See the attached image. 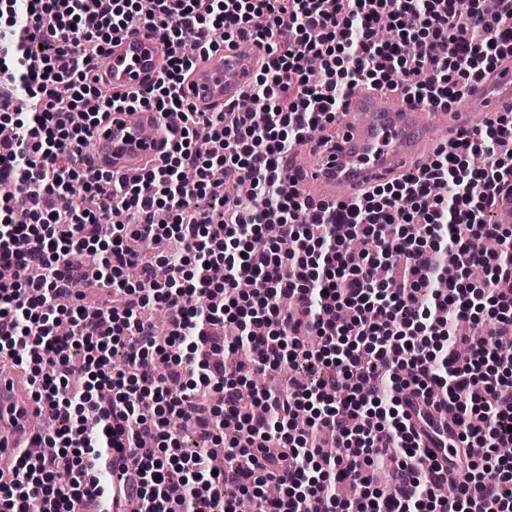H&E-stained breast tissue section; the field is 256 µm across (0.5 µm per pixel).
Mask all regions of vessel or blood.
Returning a JSON list of instances; mask_svg holds the SVG:
<instances>
[{
	"mask_svg": "<svg viewBox=\"0 0 512 512\" xmlns=\"http://www.w3.org/2000/svg\"><path fill=\"white\" fill-rule=\"evenodd\" d=\"M165 55L166 44L157 32L131 27L113 35L101 60V73L115 93L144 88L155 79ZM263 60L252 40L235 39L198 60L183 94L198 109L223 111L240 101ZM476 103L481 113L473 112ZM503 112H512V58L471 84L467 95L450 109L436 114L403 94L390 98L358 87L338 113L340 135L329 143L312 139L295 147L286 170L298 191L315 201H354L369 187L420 168L436 143V126H444L454 137ZM167 124L163 114L151 109L113 113L95 130L86 152L94 168L115 175L139 173L160 158ZM306 152L317 155L314 167L303 165ZM43 411L32 398L26 377L0 373V455L17 447L19 436L29 432L33 416Z\"/></svg>",
	"mask_w": 512,
	"mask_h": 512,
	"instance_id": "vessel-or-blood-1",
	"label": "vessel or blood"
}]
</instances>
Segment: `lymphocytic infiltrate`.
<instances>
[{"mask_svg":"<svg viewBox=\"0 0 512 512\" xmlns=\"http://www.w3.org/2000/svg\"><path fill=\"white\" fill-rule=\"evenodd\" d=\"M326 2L0 0V185L13 189L0 196V265L13 271L0 281V361L23 368L57 424L37 440L58 448L15 454L0 512L112 499L100 475L118 455L133 512H235L223 489L261 481L291 493L254 496L255 512H512V460L495 454L512 443V361L493 354L480 318L491 310L512 335V228L487 219L512 179V113L348 204L311 202L282 169L356 87L394 82L448 109L512 54V0L492 14L487 0ZM133 26L166 39V62L149 87L115 97L89 73ZM218 29L263 47L246 91L263 111L200 112L181 93ZM22 92L30 111L14 105ZM141 108L170 118L164 154L114 182L84 148L101 117ZM69 194L81 210H57ZM198 197L223 205V223L190 208ZM348 234L368 241L363 255ZM131 236L153 241L154 258L130 250ZM256 237L267 251H252ZM482 237L499 251H474ZM76 249L92 265L74 262ZM475 265L488 271L477 285L465 278ZM149 305L165 308L183 355L157 344ZM226 327L248 364L226 366L211 339ZM76 349L97 373L77 388ZM287 366L300 372L286 395L243 399L244 378ZM187 428L223 447L222 469L184 450ZM436 429L453 450L444 464L426 445ZM447 470L457 479L444 496Z\"/></svg>","mask_w":512,"mask_h":512,"instance_id":"1","label":"lymphocytic infiltrate"}]
</instances>
